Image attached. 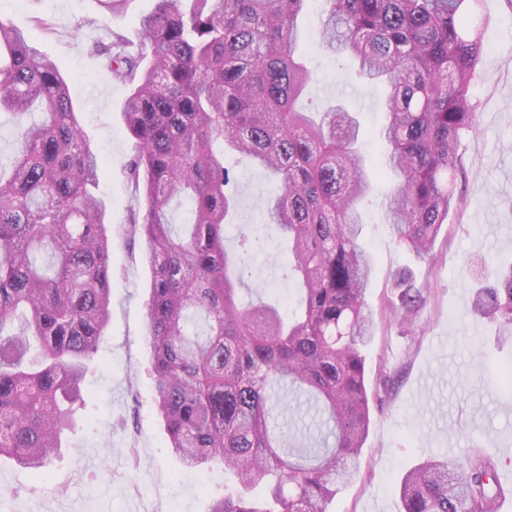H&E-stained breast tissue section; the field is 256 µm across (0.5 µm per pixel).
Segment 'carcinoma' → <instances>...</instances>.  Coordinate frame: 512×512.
I'll return each mask as SVG.
<instances>
[{
  "instance_id": "carcinoma-1",
  "label": "carcinoma",
  "mask_w": 512,
  "mask_h": 512,
  "mask_svg": "<svg viewBox=\"0 0 512 512\" xmlns=\"http://www.w3.org/2000/svg\"><path fill=\"white\" fill-rule=\"evenodd\" d=\"M318 45L354 78L388 89L378 165L397 242L436 260L455 196L467 96L482 54V0H322ZM309 0H156L134 42L113 31L91 51L129 87L136 141L130 210L152 269L147 300L153 397L188 469L231 470L210 512H326L357 473L370 426L364 348L374 261L360 204L371 193L360 123L341 105L298 108L312 81L298 52ZM39 110L0 164V457L42 480L85 404L83 382L109 320L111 242L94 192L103 165L56 63L0 19V112ZM233 152L277 179L263 228L288 244L302 294L290 312L238 298L259 229L234 224ZM188 201L182 230L168 218ZM236 226L231 259L224 230ZM389 319L410 324L427 291L399 285ZM473 313L512 327V268ZM495 463L430 458L401 481L402 512H498Z\"/></svg>"
}]
</instances>
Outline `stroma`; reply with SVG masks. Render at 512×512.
<instances>
[{
    "label": "stroma",
    "instance_id": "stroma-1",
    "mask_svg": "<svg viewBox=\"0 0 512 512\" xmlns=\"http://www.w3.org/2000/svg\"><path fill=\"white\" fill-rule=\"evenodd\" d=\"M154 5L130 0L115 18L96 0H29L20 12L0 8V18L23 29L68 79L90 147L105 163L98 194L112 239L111 318L86 376L87 408L44 481L0 459V512H209L211 490L234 484L231 472L219 467L184 471L155 409L147 343L151 267L128 224L134 189L125 164L135 140L122 107L129 88L106 78L102 59L89 51L112 29L137 39V19ZM38 12L53 19L54 34L33 23ZM481 18L483 52L468 92L477 130L459 145L456 202L435 242L437 262L416 261L395 242L381 207L389 180L370 172L364 238L375 266L368 304L378 310L396 301L397 276L406 269L429 294L412 324L380 321L365 352L369 434L358 474L328 503V512H400V481L408 471L432 456L462 461L472 451L506 473L498 509L512 512V398H504L495 381L497 368L512 365V338L473 316L475 283L463 271L471 256L494 257L490 277L512 265V192L503 190L512 184V0H483ZM304 27L313 44L307 63L314 81L302 107L322 112L344 99L367 134L365 151L381 154L373 132L384 120V89L361 86L345 59L316 47L319 11L307 13ZM271 186L260 172L242 176L236 187L239 222L262 223ZM286 261L284 245L269 239L242 301L291 295L282 279Z\"/></svg>",
    "mask_w": 512,
    "mask_h": 512
}]
</instances>
